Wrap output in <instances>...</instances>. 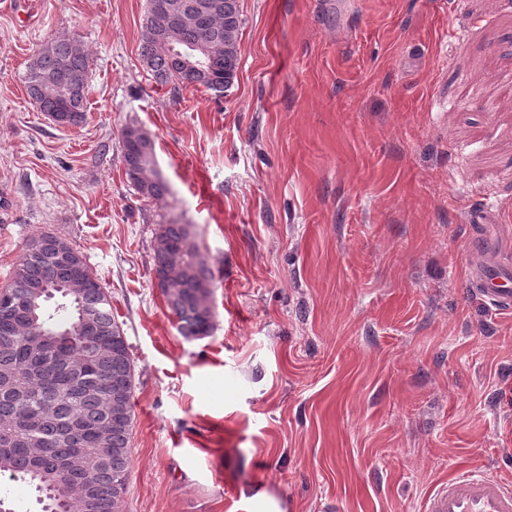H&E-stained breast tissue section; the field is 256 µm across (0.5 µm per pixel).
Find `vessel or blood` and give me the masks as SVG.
<instances>
[{"instance_id": "1", "label": "vessel or blood", "mask_w": 512, "mask_h": 512, "mask_svg": "<svg viewBox=\"0 0 512 512\" xmlns=\"http://www.w3.org/2000/svg\"><path fill=\"white\" fill-rule=\"evenodd\" d=\"M473 284L499 312L512 311V268L485 259L473 269ZM425 512H512V484L487 471L463 470L428 495Z\"/></svg>"}]
</instances>
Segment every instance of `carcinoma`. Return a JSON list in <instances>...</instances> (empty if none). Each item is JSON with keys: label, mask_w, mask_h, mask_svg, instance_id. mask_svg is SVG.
<instances>
[{"label": "carcinoma", "mask_w": 512, "mask_h": 512, "mask_svg": "<svg viewBox=\"0 0 512 512\" xmlns=\"http://www.w3.org/2000/svg\"><path fill=\"white\" fill-rule=\"evenodd\" d=\"M201 27L170 30L167 17L148 6L141 56L160 84H198L220 97L239 66L243 26L239 0H220ZM89 56L80 40L61 36L46 44L27 67L24 82L40 111L67 125L85 119ZM125 174L142 196L155 201L169 194L154 165L153 143L135 125L121 133ZM64 239L42 234L26 247L3 290L19 305L0 321V475L35 487L46 500L43 512H83L92 487L96 512H124L131 472L133 360L121 326L112 318L104 288L77 300L61 286L70 271L56 257ZM155 273L186 338L209 336L213 313L207 303L213 273L191 241L189 227L169 221L154 245ZM104 428L105 442H81V430ZM84 464L66 462L77 447Z\"/></svg>", "instance_id": "carcinoma-1"}]
</instances>
